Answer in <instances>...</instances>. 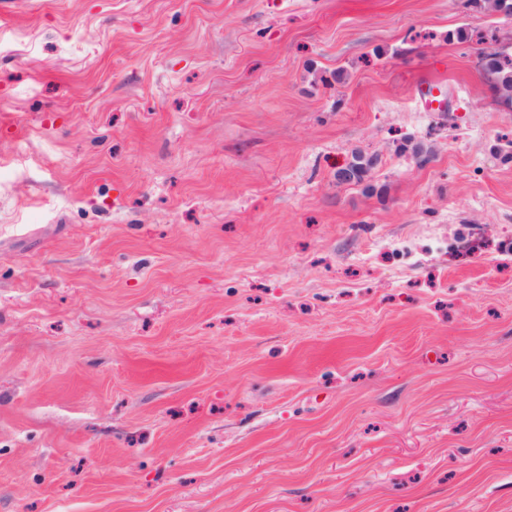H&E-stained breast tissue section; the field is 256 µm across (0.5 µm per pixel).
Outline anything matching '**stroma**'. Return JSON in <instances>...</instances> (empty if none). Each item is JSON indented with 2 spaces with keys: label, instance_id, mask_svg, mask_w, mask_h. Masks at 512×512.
<instances>
[{
  "label": "stroma",
  "instance_id": "stroma-1",
  "mask_svg": "<svg viewBox=\"0 0 512 512\" xmlns=\"http://www.w3.org/2000/svg\"><path fill=\"white\" fill-rule=\"evenodd\" d=\"M510 41L488 0H0V512H512ZM481 67L485 78L497 90L503 102L512 108V54L481 52ZM418 94L427 112H442L446 107V96L441 81L425 79L421 82Z\"/></svg>",
  "mask_w": 512,
  "mask_h": 512
}]
</instances>
